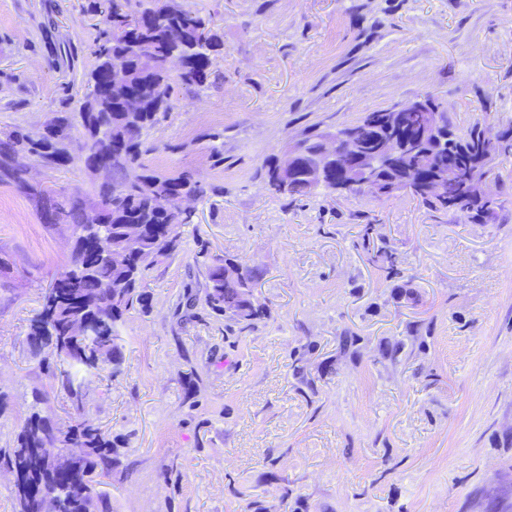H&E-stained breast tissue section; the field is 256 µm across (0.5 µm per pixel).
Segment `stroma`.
<instances>
[{
  "mask_svg": "<svg viewBox=\"0 0 512 512\" xmlns=\"http://www.w3.org/2000/svg\"><path fill=\"white\" fill-rule=\"evenodd\" d=\"M173 2L222 35L221 81L174 85L150 132V166L206 194L146 274L149 313L120 329L122 373L93 385L91 417L126 440L115 512H512V157L486 224L407 192L285 198L260 177L288 141L425 94L458 127L512 125V0ZM87 4L0 0V130L82 98ZM70 250L68 225L0 186L2 448L51 384L26 335ZM215 257L256 271L267 318L211 312Z\"/></svg>",
  "mask_w": 512,
  "mask_h": 512,
  "instance_id": "obj_1",
  "label": "stroma"
}]
</instances>
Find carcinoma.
I'll return each instance as SVG.
<instances>
[{"label":"carcinoma","instance_id":"carcinoma-1","mask_svg":"<svg viewBox=\"0 0 512 512\" xmlns=\"http://www.w3.org/2000/svg\"><path fill=\"white\" fill-rule=\"evenodd\" d=\"M87 12L97 18V35L91 47L94 64L85 77L99 71L104 54L125 53L132 43L146 46L155 67L141 72L131 57L134 77L125 94L86 92L77 112H53L36 129L0 131V184L34 201L41 223L70 225L72 239L70 259L43 293L27 334L30 354L54 362L51 379L67 399L70 421L57 424L48 392L33 391L13 444L0 448V469L22 476L13 484L14 512H44L48 500L56 502L55 512H114L112 496L94 489L93 483L97 477L112 476L123 442L105 433L89 415L91 383L106 371L114 376L122 372L118 328L130 311L151 307V296L142 288L145 272L181 247L182 233L171 235V227L193 223L194 211L179 208V201L206 194L205 185L190 172L163 173L149 167L148 158L157 147L148 131L173 109V84H214L212 56L221 50L220 37L206 19L170 0H125L123 6L108 7L90 0ZM175 54L182 57L177 75L168 69ZM128 97L140 100L142 112L134 118L124 112ZM380 115L374 111L358 126L365 140L381 132ZM443 117L448 139L438 144L441 156L453 163L482 159L490 129L476 122L460 130L448 113ZM76 127L81 128L87 159L102 158L103 173L92 178L87 193H51L32 178L19 157L30 155L50 171L69 169L77 161L53 150L52 141L71 138ZM274 192L291 198L309 195L304 171ZM415 196L436 210L461 212L474 221L486 220L492 211L461 181L441 194ZM256 281L254 270L214 258L207 266L206 304L216 315L249 327L264 316L262 308L247 300ZM76 323L88 324L92 334L83 339L70 335Z\"/></svg>","mask_w":512,"mask_h":512}]
</instances>
